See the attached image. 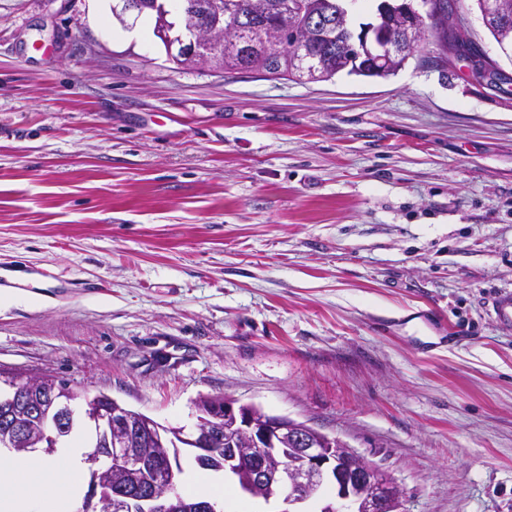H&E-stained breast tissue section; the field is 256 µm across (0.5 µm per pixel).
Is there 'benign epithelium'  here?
<instances>
[{"label": "benign epithelium", "instance_id": "7a95c632", "mask_svg": "<svg viewBox=\"0 0 512 512\" xmlns=\"http://www.w3.org/2000/svg\"><path fill=\"white\" fill-rule=\"evenodd\" d=\"M348 2L261 4L258 12L278 21L287 19L300 33L288 54L273 39L266 44L271 68L286 58L303 80L320 82L324 80L321 66L311 62L307 45L318 40L331 47L353 38L357 49L340 60L336 69L385 78L415 57L427 24L453 27L451 15L436 10L431 0H421L427 7L423 13L413 0H379L373 21L356 32L347 26ZM147 6L155 13L156 38L172 61L188 60L213 70L219 69L224 47H244L241 35L258 13L237 12L230 2L222 8L211 0H197L176 23L169 19L165 0H112V17L126 27ZM472 65L482 79L494 81L499 76L489 59ZM0 379L12 384L15 404L23 411L21 421L10 414L0 419V447L26 453L56 447L68 431L73 392L46 377L18 374L12 379L1 374ZM84 411L97 425L101 447L91 457L96 467L91 469L81 512H220L216 502L187 504L173 490L176 462L165 449L175 427L105 394L85 397ZM177 435L181 447L196 449L206 461L216 457L214 445L224 443V474L234 479L243 470L244 460H250V478L238 484L239 490L251 498L282 501L287 508L281 512H302L301 504L326 489L330 494L324 498L322 512H404L403 488L382 466L317 428L269 415L253 404L217 401L192 430L181 429Z\"/></svg>", "mask_w": 512, "mask_h": 512}]
</instances>
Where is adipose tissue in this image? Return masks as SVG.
<instances>
[{
    "label": "adipose tissue",
    "instance_id": "obj_1",
    "mask_svg": "<svg viewBox=\"0 0 512 512\" xmlns=\"http://www.w3.org/2000/svg\"><path fill=\"white\" fill-rule=\"evenodd\" d=\"M84 468V450L75 444L50 461L0 449V512H69Z\"/></svg>",
    "mask_w": 512,
    "mask_h": 512
}]
</instances>
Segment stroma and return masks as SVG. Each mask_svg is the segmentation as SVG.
<instances>
[{
    "label": "stroma",
    "instance_id": "stroma-1",
    "mask_svg": "<svg viewBox=\"0 0 512 512\" xmlns=\"http://www.w3.org/2000/svg\"><path fill=\"white\" fill-rule=\"evenodd\" d=\"M111 0H0V370L158 422L226 395L512 512V60L323 82L170 60ZM465 335L457 346L437 337ZM488 311L503 330L512 332V291L504 290L496 294L490 302Z\"/></svg>",
    "mask_w": 512,
    "mask_h": 512
}]
</instances>
